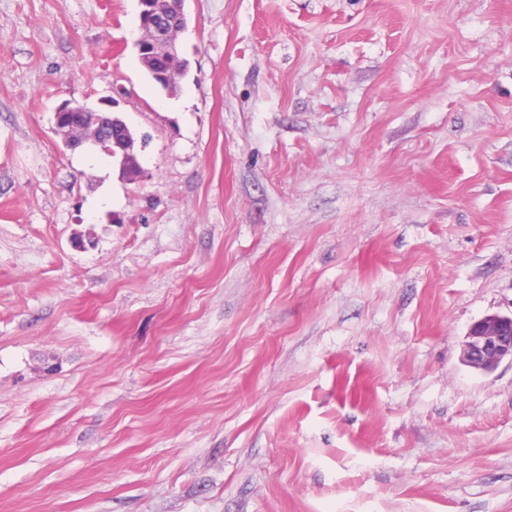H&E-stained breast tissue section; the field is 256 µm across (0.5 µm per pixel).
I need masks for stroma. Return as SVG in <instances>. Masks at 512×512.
Segmentation results:
<instances>
[{
    "label": "stroma",
    "mask_w": 512,
    "mask_h": 512,
    "mask_svg": "<svg viewBox=\"0 0 512 512\" xmlns=\"http://www.w3.org/2000/svg\"><path fill=\"white\" fill-rule=\"evenodd\" d=\"M139 10L0 0V512H512V0ZM175 5L176 13H159L155 24L149 29H144L140 26L141 36L135 42L136 47L143 51V54L148 53L150 47L156 46L158 43L164 42L169 46V50L175 53L172 48V39L176 30V25L181 24V21H185L184 5L185 0H176ZM179 2V3H178ZM158 45L154 48V55L148 61H142L145 66V70L149 75L152 82L162 91L168 92L170 96L177 95V83L175 78L174 83L166 81L160 76L161 73L166 72L169 69L176 68L178 74L184 75L189 62L183 57H171L169 56L167 46ZM56 137L67 148L77 147L85 142L97 144L96 135L86 136L74 123V114L70 108V104H63L55 114V126L53 129ZM99 145L113 158L121 161V151L112 145V140H101ZM115 152V153H112ZM504 360L512 363V313L487 315L470 327L462 361L476 371L491 372Z\"/></svg>",
    "instance_id": "35a3bbf8"
}]
</instances>
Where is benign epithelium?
<instances>
[{"mask_svg":"<svg viewBox=\"0 0 512 512\" xmlns=\"http://www.w3.org/2000/svg\"><path fill=\"white\" fill-rule=\"evenodd\" d=\"M185 0H177L175 12L160 13L155 24L149 29H141L136 47L148 49L164 42L172 45L176 26L185 20ZM54 133L67 148L77 147L85 142L98 143L97 136H86L74 123L70 105H62L55 114ZM512 362V314H492L475 322L469 329L463 345V363L479 372H491L501 362Z\"/></svg>","mask_w":512,"mask_h":512,"instance_id":"7a95c632","label":"benign epithelium"}]
</instances>
